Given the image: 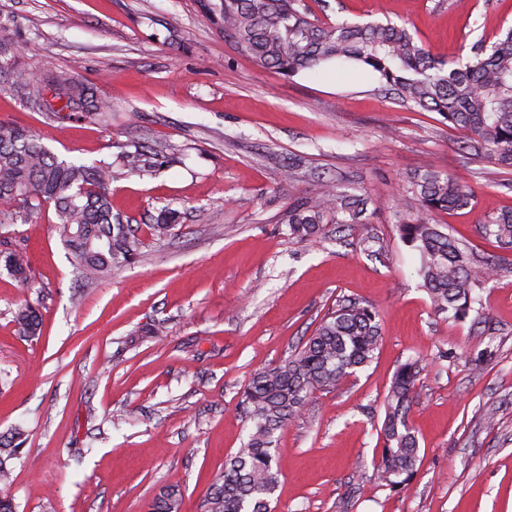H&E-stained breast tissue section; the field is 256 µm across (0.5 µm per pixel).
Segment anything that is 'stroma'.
Wrapping results in <instances>:
<instances>
[{
    "label": "stroma",
    "instance_id": "obj_1",
    "mask_svg": "<svg viewBox=\"0 0 512 512\" xmlns=\"http://www.w3.org/2000/svg\"><path fill=\"white\" fill-rule=\"evenodd\" d=\"M307 2L332 20L406 24L442 60L512 26V0ZM0 35L27 67L73 73L112 102L110 125L60 122L6 89L0 124L88 165L125 144L163 149L160 169L112 183V213L134 225L167 206L182 214L166 241L144 236L137 263L88 284L51 208L0 224L30 270L23 288L0 264V436L23 439L10 462L16 512H150L168 486L183 512H199L247 440L238 402L251 375L298 351L343 299L378 311L381 340L367 366L279 431L274 512H512V272L476 289L480 318H448L394 218L411 171L458 172L477 204L439 221L500 256L477 227L512 208L493 161L463 164L457 131L378 92L368 72L258 68L199 0H0ZM324 174L365 187L371 217L297 241L288 206ZM366 237L378 254L359 249ZM24 299L42 315L38 336L12 320ZM157 320L160 340L147 334ZM410 358L423 367L409 415L418 470L393 490L373 472L385 396Z\"/></svg>",
    "mask_w": 512,
    "mask_h": 512
}]
</instances>
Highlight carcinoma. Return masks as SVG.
Masks as SVG:
<instances>
[{
  "label": "carcinoma",
  "mask_w": 512,
  "mask_h": 512,
  "mask_svg": "<svg viewBox=\"0 0 512 512\" xmlns=\"http://www.w3.org/2000/svg\"><path fill=\"white\" fill-rule=\"evenodd\" d=\"M210 20L258 67L294 76L316 72L329 64L353 65L374 73L380 90L418 112H436L448 127L463 133L460 149L465 164L490 158L512 173V28L497 40H479L462 60L441 61L420 45L408 28L391 21L351 23L324 21L306 0H203ZM21 46L0 38V77L18 96L40 108L50 91L68 116L107 125L112 103L95 95L67 72L38 73L20 62ZM146 154L120 147L115 162L86 165L54 154L30 130L0 125V214H23L53 208L54 231L74 258L83 280H103L134 263L143 241L139 226L112 215L110 186L114 175L146 171ZM476 195L457 173L428 165L407 177L395 219L401 238L420 254L418 276L431 305L458 320L468 317L475 288L505 270L506 257L489 260L442 231L438 215L473 209ZM367 197L335 177H325L313 191L288 206L290 234L301 242L315 241L323 225L341 229L365 221ZM179 220L176 209L159 211L149 225L152 237L167 239ZM481 234L512 251V209L479 225ZM4 266L23 286L29 267L22 251L0 250ZM20 334L40 332L38 310L28 302L14 312ZM381 327L370 305L342 302L328 310L297 353L257 371L241 393L240 408L250 422L247 441L225 463L202 512H271L278 485L276 434L309 403L317 390H336L366 366L378 347ZM419 361L397 368L384 402L381 456L376 479L397 489L416 472L419 443L409 424ZM16 432L0 439V483L10 482L9 461L20 444ZM183 495L166 487L151 512H180Z\"/></svg>",
  "instance_id": "obj_1"
}]
</instances>
